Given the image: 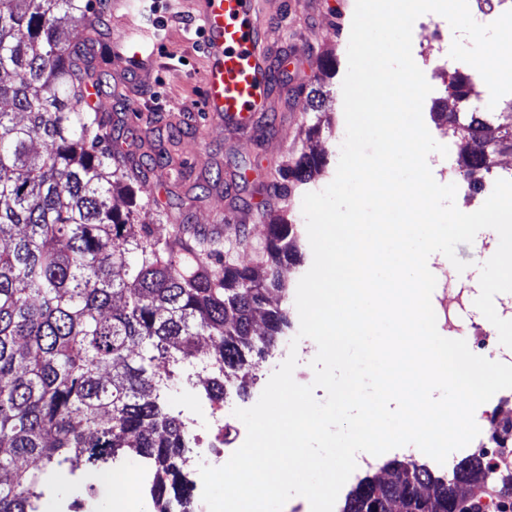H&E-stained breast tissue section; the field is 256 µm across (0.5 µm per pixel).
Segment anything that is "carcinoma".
<instances>
[{
	"instance_id": "1",
	"label": "carcinoma",
	"mask_w": 512,
	"mask_h": 512,
	"mask_svg": "<svg viewBox=\"0 0 512 512\" xmlns=\"http://www.w3.org/2000/svg\"><path fill=\"white\" fill-rule=\"evenodd\" d=\"M68 17L82 29L61 31ZM91 28L82 0H0V512H39L48 482L128 451L154 462L155 512H191L186 438L167 394L189 371L207 375L211 398L246 393L238 373L290 326L284 271L300 262V231L271 217L266 260L243 266L184 228L160 238L135 223L139 172L112 152L103 113L80 104ZM448 90L472 98L467 77ZM435 116L468 150L465 177L480 189L479 171L512 152V130L490 112ZM324 165L294 157L279 172L283 193ZM456 467L470 502L427 465L394 459L385 477L359 479L340 512H480L487 460ZM491 488L512 506V472Z\"/></svg>"
}]
</instances>
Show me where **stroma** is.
Here are the masks:
<instances>
[{"label":"stroma","mask_w":512,"mask_h":512,"mask_svg":"<svg viewBox=\"0 0 512 512\" xmlns=\"http://www.w3.org/2000/svg\"><path fill=\"white\" fill-rule=\"evenodd\" d=\"M113 0H88V17L97 21L98 36L87 53L95 68L99 102L105 108L112 149L144 165L147 178L136 185L146 209L141 220L155 234L172 226L205 237L208 227L222 225L225 248L243 265L260 261L266 242L267 217L285 210L304 224L302 192L282 197L278 171L302 152L324 154L326 165L314 186L326 187L335 177L336 154L331 146L344 128L339 110L347 71V49L353 15L348 0H259L268 44L291 51L281 71L280 92L268 117L245 132L212 131L198 108L204 70L202 41L195 31L201 22L192 0H136L139 26L160 41L157 59L138 64L119 52L114 35L124 26ZM333 52L334 76L317 81L316 61ZM322 87V110L329 125L313 137L305 131L315 121L309 107L312 88ZM457 257L464 272L446 270L442 286L432 293L439 303L444 287L454 284L477 298L481 262L475 244H461ZM112 484L94 469L52 483L44 512H111Z\"/></svg>","instance_id":"1"}]
</instances>
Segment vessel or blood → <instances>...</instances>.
Returning a JSON list of instances; mask_svg holds the SVG:
<instances>
[{
    "instance_id": "b4317fda",
    "label": "vessel or blood",
    "mask_w": 512,
    "mask_h": 512,
    "mask_svg": "<svg viewBox=\"0 0 512 512\" xmlns=\"http://www.w3.org/2000/svg\"><path fill=\"white\" fill-rule=\"evenodd\" d=\"M206 56L201 108L216 130H245L270 110L279 66L262 37L256 0H195ZM119 43L133 58L153 55L156 42L125 30Z\"/></svg>"
}]
</instances>
